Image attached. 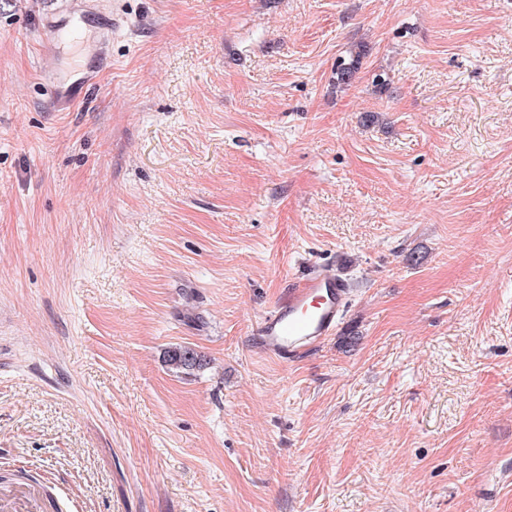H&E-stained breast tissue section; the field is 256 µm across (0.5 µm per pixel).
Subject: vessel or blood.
<instances>
[{
	"label": "vessel or blood",
	"mask_w": 512,
	"mask_h": 512,
	"mask_svg": "<svg viewBox=\"0 0 512 512\" xmlns=\"http://www.w3.org/2000/svg\"><path fill=\"white\" fill-rule=\"evenodd\" d=\"M93 17L89 0H68L65 14L71 37ZM288 295L252 326L254 342L270 357L294 358L303 348L334 335L344 312L347 282L323 268H312L298 282L287 284ZM34 487L0 488V512H32L37 507Z\"/></svg>",
	"instance_id": "b4317fda"
}]
</instances>
